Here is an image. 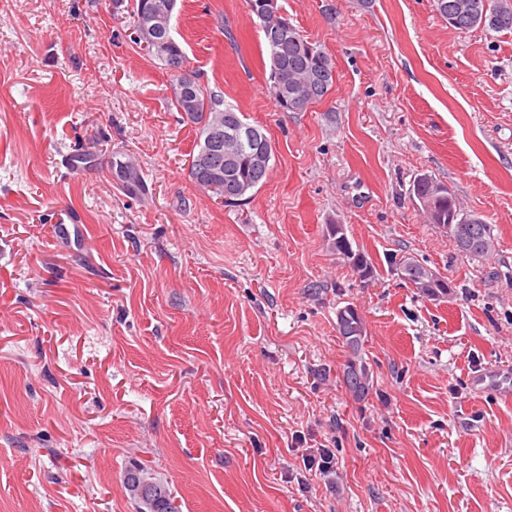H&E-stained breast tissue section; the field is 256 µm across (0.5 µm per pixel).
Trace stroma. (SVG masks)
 I'll return each instance as SVG.
<instances>
[{"mask_svg":"<svg viewBox=\"0 0 512 512\" xmlns=\"http://www.w3.org/2000/svg\"><path fill=\"white\" fill-rule=\"evenodd\" d=\"M134 3L0 0V512H135V461L181 512H512V384L472 385L512 376V30L458 32L433 0H278L336 70L285 112L246 0H178L187 70L275 147L233 207L189 177L195 128L132 40ZM78 150L97 167L72 169ZM117 154L143 195L113 181ZM423 174L491 225L485 258L428 224ZM405 258L447 297L401 279ZM310 448L331 472L304 471ZM352 318V317H351ZM353 323V324H351ZM338 332L346 345L352 350L353 356L344 365L343 378L349 391L358 399L364 398L369 393V377L367 365L359 355L363 345L366 326L362 319L352 318L348 327L339 323ZM354 325V326H353Z\"/></svg>","mask_w":512,"mask_h":512,"instance_id":"stroma-1","label":"stroma"}]
</instances>
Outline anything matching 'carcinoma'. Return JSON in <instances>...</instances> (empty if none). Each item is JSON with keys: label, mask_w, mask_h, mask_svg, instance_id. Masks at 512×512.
I'll list each match as a JSON object with an SVG mask.
<instances>
[{"label": "carcinoma", "mask_w": 512, "mask_h": 512, "mask_svg": "<svg viewBox=\"0 0 512 512\" xmlns=\"http://www.w3.org/2000/svg\"><path fill=\"white\" fill-rule=\"evenodd\" d=\"M459 0H434L435 11L448 23V26L461 32L470 31L480 25L493 31L512 30V0H495L502 17L482 22L481 11L476 9L469 15L459 14L455 10V3ZM250 12L259 20L265 46L269 53V76L276 74L288 79L292 76L312 73L324 67L332 68V58L316 44L308 41L296 27H291V38L284 39L274 29L272 21L260 13L262 0H248ZM148 54L159 60L165 70L171 73L176 80L184 78L180 71L173 70V66L184 65L186 55L177 41L167 51L158 49V46L144 47ZM334 84L331 76L326 75L314 82L311 90V103H318L327 97ZM173 104L177 111L185 114L196 128L197 150L190 153L188 172L193 182L204 190H209L212 177L205 171L197 168V160L209 148L207 134L211 126L218 120H224V113L233 112L240 122L248 123V118L234 105L224 101L220 91H213L195 81L191 85V96L185 101L176 96ZM253 147L248 145L239 153L237 166L233 171V178L225 176L219 179L224 189L245 186L253 190L261 186L269 177L272 166H266L263 171L253 169L250 156ZM112 177L116 183L130 196H138L144 191V179L137 171L126 172L121 160L112 158ZM222 189V190H224ZM222 190L217 188L213 193L221 195ZM414 195L423 203V210L427 214L429 223L457 224L462 228L463 234L469 238V246L465 255L472 259L484 257L492 249L494 237L491 226L482 223H470L474 214L463 211L456 202L455 195L444 184L435 181L427 175L418 176L413 183ZM350 266L362 278L373 277L375 267L367 255L360 249H353L346 255ZM338 332L346 345L352 350L353 356L345 364L343 370L344 383L349 391L358 399L369 393V377L367 365L359 355L363 345L366 326L361 319H352L348 326L338 325Z\"/></svg>", "instance_id": "1"}]
</instances>
